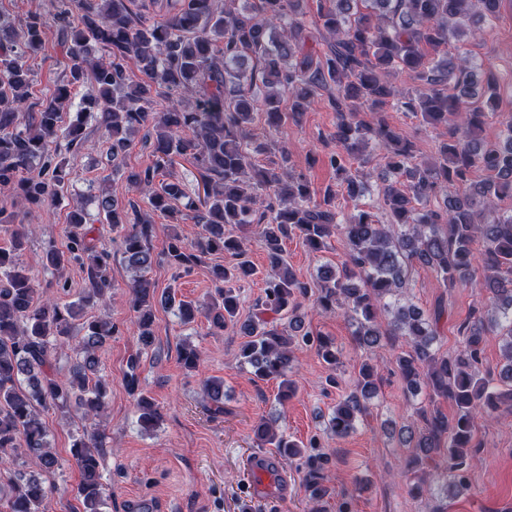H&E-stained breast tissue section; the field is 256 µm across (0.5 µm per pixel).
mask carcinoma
<instances>
[{"label": "carcinoma", "mask_w": 512, "mask_h": 512, "mask_svg": "<svg viewBox=\"0 0 512 512\" xmlns=\"http://www.w3.org/2000/svg\"><path fill=\"white\" fill-rule=\"evenodd\" d=\"M303 0H245L244 7L220 9L215 0H177L176 12L149 22L134 13L135 0H57L55 12L26 16L20 30L0 27V186L18 190L41 209L61 201L70 182L66 154L83 144V122L63 128L62 111L71 105L72 90L87 76L97 93L83 99L78 115L97 110L112 139L117 159L136 132L155 129L156 166L128 176L141 190L148 210L132 204L124 209L108 196L93 195L99 220L121 230L119 251L132 278L127 285L139 354L129 359L126 387L136 400L143 428L158 415L140 389V355L155 342L153 308L164 303L188 325L200 316L210 329H231L248 337L237 355L261 381H279L277 400L285 404L295 393L290 378L297 348H313L327 364L326 381L336 383L342 351L327 336L301 331L305 304L336 313L354 323L355 342L365 350L379 347L382 336L403 339L395 362L407 393L424 399L415 408L419 424L407 427L414 443L406 466L418 474L411 492L420 495L435 479L443 480L445 497L471 490V470L479 447L475 420L503 407L512 412V212L498 213V201L512 197V120L500 142H485L482 133L499 103V83L489 66L463 50L468 32L479 33L496 18L501 0H317L310 26ZM55 29L69 59L62 82L47 90L36 112L29 111L31 79L25 58L40 51ZM332 39L324 58L306 49L313 33ZM138 63L142 77L133 80L127 63ZM410 88L396 84L399 74ZM336 112V142L341 150L329 157L337 185L354 200L363 195L372 172L365 149L375 141L385 153L387 178L381 198L389 223L370 211L336 208V191L311 197L309 186L288 168L286 146L253 134L258 113L274 131L298 123L307 104L321 93ZM169 100L163 112L157 99ZM394 102L422 123L440 128L436 156L417 157L415 142L391 127L381 108ZM275 150L280 163L264 167L259 154ZM188 156L198 170L204 198H184L175 180L154 182L158 168ZM479 170L485 178L469 180ZM432 198L435 209H417ZM172 222L200 226L188 243L174 233L164 258L172 268L188 272L209 255L229 252L235 262L215 266V288L202 305L176 299L169 290L156 298L148 273L155 263L149 246L152 214ZM84 208L68 214L67 244L50 246L46 266L62 273L77 264L88 271L83 296L76 302L37 297L19 253L27 235L11 231L12 249L0 250V462L22 459L9 477V492L0 490L5 512H46L51 489L41 472L74 465L81 476L76 498L83 512H100L103 503L102 462L106 428L98 418L106 410L107 382L99 377L100 351L116 334L112 322L89 317L87 310L112 298V252L96 249L87 237ZM239 235L226 232L227 226ZM263 248L268 273L255 312L238 319L241 282L257 268L249 259L247 234ZM341 233L349 251L339 266L321 268L316 284L300 279L285 255L284 242L297 238L318 253ZM482 242L480 252L473 250ZM430 267L439 286L453 288L482 270L487 296L459 324L460 348L444 355L433 348L440 338L442 305L424 313L400 295L409 265ZM288 327H283V318ZM80 318L81 336L68 376L58 377L50 357L71 338ZM499 339L503 365L498 377L483 374L484 344ZM378 386L371 368H360L354 391L336 404L327 432L345 438L371 415ZM456 407L453 416L440 403ZM85 409L91 421L73 443L68 460L52 452L41 419L45 410ZM257 444L294 460L308 476L309 502L322 498L321 480L330 461L318 452L320 442L295 440L267 421L255 428Z\"/></svg>", "instance_id": "obj_1"}]
</instances>
